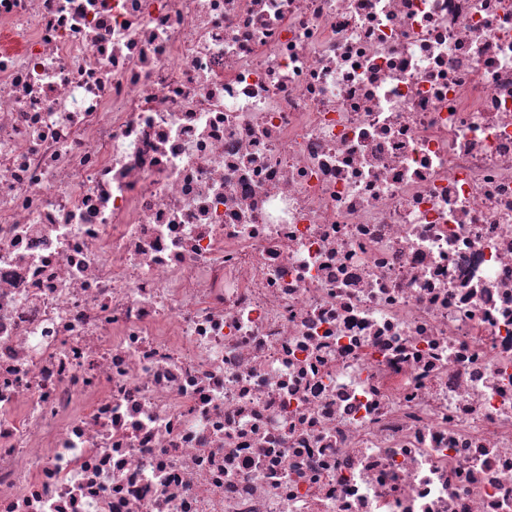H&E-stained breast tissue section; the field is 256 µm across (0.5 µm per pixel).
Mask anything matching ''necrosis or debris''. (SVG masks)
Here are the masks:
<instances>
[{
  "instance_id": "necrosis-or-debris-1",
  "label": "necrosis or debris",
  "mask_w": 512,
  "mask_h": 512,
  "mask_svg": "<svg viewBox=\"0 0 512 512\" xmlns=\"http://www.w3.org/2000/svg\"><path fill=\"white\" fill-rule=\"evenodd\" d=\"M0 512H512V0H0Z\"/></svg>"
}]
</instances>
